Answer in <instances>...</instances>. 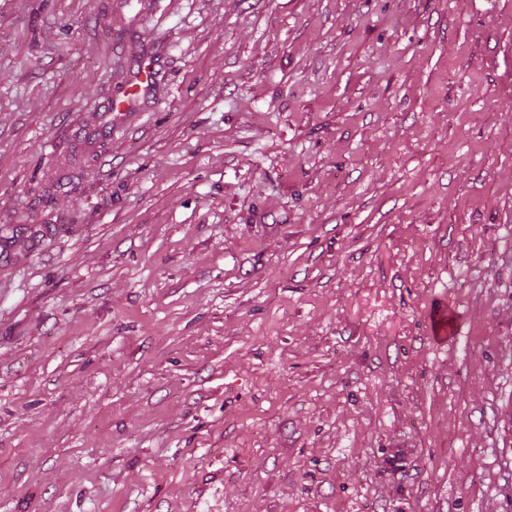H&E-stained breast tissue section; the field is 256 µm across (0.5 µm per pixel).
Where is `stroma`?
I'll return each mask as SVG.
<instances>
[{
    "label": "stroma",
    "mask_w": 512,
    "mask_h": 512,
    "mask_svg": "<svg viewBox=\"0 0 512 512\" xmlns=\"http://www.w3.org/2000/svg\"><path fill=\"white\" fill-rule=\"evenodd\" d=\"M0 512H512V0H0Z\"/></svg>",
    "instance_id": "1"
}]
</instances>
